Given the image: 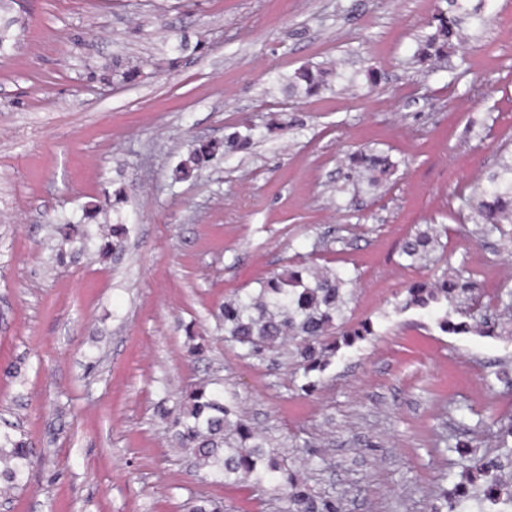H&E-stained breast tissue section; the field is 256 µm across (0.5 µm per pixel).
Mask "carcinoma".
I'll list each match as a JSON object with an SVG mask.
<instances>
[{"mask_svg": "<svg viewBox=\"0 0 512 512\" xmlns=\"http://www.w3.org/2000/svg\"><path fill=\"white\" fill-rule=\"evenodd\" d=\"M25 0H0V57L9 55L18 45V31L26 26ZM433 32L418 44L415 56L426 63L440 55L448 40L459 35L458 20L442 10L427 22ZM334 71L323 67L303 66L288 79V89L313 95L329 85ZM249 144V137L234 130L224 136L221 145L194 147L176 169L179 179L189 171L205 168L219 152L234 153ZM352 172L370 186L379 182L378 175L397 168L389 157L371 150L353 155ZM475 223L484 232L499 233L512 245V233L503 225L512 223V155L501 158L498 170L489 173L486 181L472 184L467 199ZM446 229L431 225L416 232L400 248V255L409 265L428 261L439 246ZM124 225H112L102 236L99 253H118L124 247ZM352 282L340 272L326 266H306L284 278L273 274L260 282L258 292L245 291L224 300L219 317L224 333L238 343L245 355L260 357L278 352L286 345L294 346V357L306 383L301 389L312 391L316 382L310 373L322 372L329 358L336 353V342L329 338L338 334L350 342L371 334L366 320L348 325L346 309ZM402 305L426 306L440 304L467 294L470 302L481 297L473 279L464 280L443 268L431 283H414L407 289ZM178 447L189 452L201 469L226 482L242 484H274L282 490L286 512H341V502L334 496L318 497L298 481L295 474L281 467L266 451L261 437L247 419L224 402L219 391L196 386L185 398L171 421ZM31 455L30 442L6 435L0 440V483L14 488L21 478V466Z\"/></svg>", "mask_w": 512, "mask_h": 512, "instance_id": "carcinoma-1", "label": "carcinoma"}]
</instances>
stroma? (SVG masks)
I'll use <instances>...</instances> for the list:
<instances>
[{
  "mask_svg": "<svg viewBox=\"0 0 512 512\" xmlns=\"http://www.w3.org/2000/svg\"><path fill=\"white\" fill-rule=\"evenodd\" d=\"M0 58V430L27 439L22 483L0 512H284L272 486L224 483L170 439L161 407L217 382L312 492L342 512H484L455 494L477 458H512V339L496 304L401 309L442 268L484 265L512 290V255L470 218L471 185L512 153V0H27ZM444 10L463 37L414 62ZM152 78L105 81L113 59ZM334 68L307 96L286 78ZM273 112L303 126L267 132ZM250 128L244 152L176 181L188 149ZM397 162L348 186L353 153ZM129 199L87 218L117 188ZM128 228L125 250L62 244L60 222ZM447 225L429 264L401 244ZM301 264L355 281L348 315L372 332L340 346L317 390L290 354L243 355L218 326L224 300ZM468 333L440 330V316ZM205 346L190 356L191 342ZM315 453L303 461L305 450Z\"/></svg>",
  "mask_w": 512,
  "mask_h": 512,
  "instance_id": "stroma-1",
  "label": "stroma"
}]
</instances>
